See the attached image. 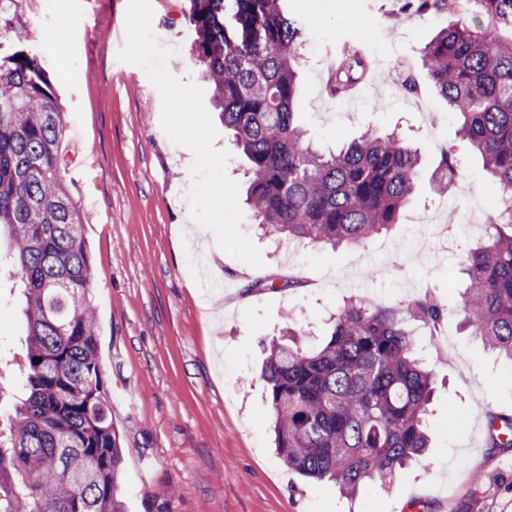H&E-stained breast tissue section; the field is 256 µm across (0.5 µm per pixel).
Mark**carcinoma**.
Returning <instances> with one entry per match:
<instances>
[{
	"label": "carcinoma",
	"instance_id": "cac0c4a2",
	"mask_svg": "<svg viewBox=\"0 0 512 512\" xmlns=\"http://www.w3.org/2000/svg\"><path fill=\"white\" fill-rule=\"evenodd\" d=\"M481 31L451 24L423 49L421 65L454 111L458 136L502 189L489 233L460 269L447 306L426 291L407 305L349 298L329 338L306 345L300 327L272 340L262 369L277 454L305 477L354 497L367 483L392 487L430 447L426 420L435 376L419 358L417 327L445 317L483 349L512 362V0H466ZM189 21L224 128L249 163L246 201L266 232L311 244L364 247L399 223L420 176L416 149L366 129L324 155L295 112V21L281 0H189ZM367 60L336 67L331 95L358 84ZM64 112L38 61L18 50L0 60V240L23 284L27 323L23 392L0 429V512H124L117 497L123 451L97 352L84 215L60 177ZM458 173L442 150L438 182ZM490 447L512 451V416L492 414ZM451 512H492L477 499Z\"/></svg>",
	"mask_w": 512,
	"mask_h": 512
}]
</instances>
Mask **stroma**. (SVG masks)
Listing matches in <instances>:
<instances>
[{"instance_id":"35a3bbf8","label":"stroma","mask_w":512,"mask_h":512,"mask_svg":"<svg viewBox=\"0 0 512 512\" xmlns=\"http://www.w3.org/2000/svg\"><path fill=\"white\" fill-rule=\"evenodd\" d=\"M128 0H0V55L23 49L48 74L67 122L62 179L85 215L93 266L91 302L98 356L112 421L123 449L119 494L127 512H450L454 502L512 475V456L487 442L488 413L512 414V361L483 349L458 317L441 337L419 335L437 379L425 460L391 489L366 484L351 500L330 481L289 470L272 444L261 378L268 341L296 322L311 342L351 296L403 304L432 291L453 302L448 274L460 270L481 224L500 208L501 189L457 136V122L424 84L421 52L451 24L480 30V18L448 0L422 13L403 0H283L318 44H304L296 110L320 152L373 127L395 130L421 159L419 188L398 224L365 248L302 245L265 234L251 212L240 224L263 267L225 257L209 268L217 244L190 216L186 193L193 153L161 127L162 100L139 66L119 61ZM156 38L174 50L166 68L201 82L192 46L189 0H151ZM372 68L354 104L326 84L344 50ZM419 80L406 92V77ZM454 147L459 175L439 188L440 150ZM460 207L469 223L442 236L424 215ZM275 277L298 280L278 291L256 288ZM14 265L0 262V416L20 392L26 323Z\"/></svg>"}]
</instances>
